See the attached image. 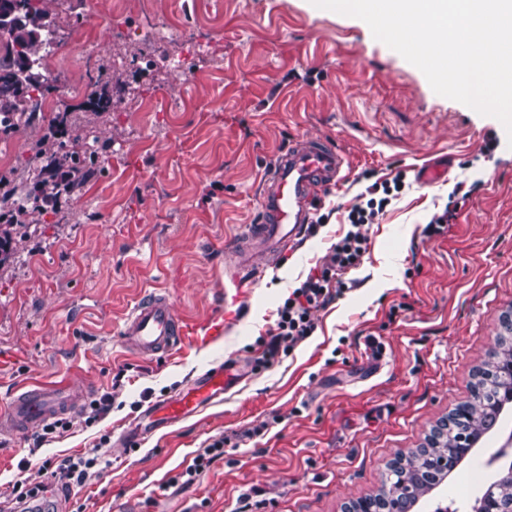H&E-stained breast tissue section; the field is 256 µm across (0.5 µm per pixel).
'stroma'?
I'll return each instance as SVG.
<instances>
[{
    "label": "stroma",
    "mask_w": 512,
    "mask_h": 512,
    "mask_svg": "<svg viewBox=\"0 0 512 512\" xmlns=\"http://www.w3.org/2000/svg\"><path fill=\"white\" fill-rule=\"evenodd\" d=\"M46 0L60 51L42 95L105 148L101 171L61 196L14 260L0 268V411L19 386L62 375L79 411L41 453L92 455L76 495L53 491L45 512H344L376 495L398 456L426 446L498 347L512 310V149L503 125L434 93L424 74L362 20L310 0ZM85 92L73 97V73ZM112 98L98 116L90 92ZM36 124L0 134V195L37 178ZM344 154L350 177L322 196L325 223L274 257L239 301L225 241L254 223L260 181L299 137ZM445 167L423 182L422 165ZM405 188L375 224L353 285L315 314L316 330L265 368L276 309L322 264L347 214L373 183ZM453 207L443 234L431 216ZM199 319L218 300L244 314L217 340L163 357L121 345L123 316L151 288ZM379 348L371 350L367 338ZM243 359L238 390L136 448L120 434L149 403L180 392L212 362ZM114 407L94 423L102 394ZM0 435V486L36 471L31 436ZM512 432L474 444L413 512L483 490L482 463ZM227 437L223 459L184 490L167 487L196 451ZM28 468H20V461Z\"/></svg>",
    "instance_id": "stroma-1"
}]
</instances>
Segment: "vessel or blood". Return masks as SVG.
Segmentation results:
<instances>
[{"instance_id":"vessel-or-blood-1","label":"vessel or blood","mask_w":512,"mask_h":512,"mask_svg":"<svg viewBox=\"0 0 512 512\" xmlns=\"http://www.w3.org/2000/svg\"><path fill=\"white\" fill-rule=\"evenodd\" d=\"M345 166L344 156L329 141L294 140L276 156L264 177L259 221L246 229V238L264 240L276 251L294 246L311 223L322 192L343 182ZM236 319V311H218L206 322L195 323L177 316L169 294L157 289L133 306L122 334L126 346L139 355H166L197 336L223 335ZM242 380L235 360L213 364L178 394L148 405L124 432L125 446L136 447L149 434L222 402ZM76 407L74 390L67 380L39 382L13 393L6 414L0 417V430L19 434L36 423L75 411Z\"/></svg>"}]
</instances>
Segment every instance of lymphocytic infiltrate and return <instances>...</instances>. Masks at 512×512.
I'll return each mask as SVG.
<instances>
[{"label":"lymphocytic infiltrate","instance_id":"lymphocytic-infiltrate-1","mask_svg":"<svg viewBox=\"0 0 512 512\" xmlns=\"http://www.w3.org/2000/svg\"><path fill=\"white\" fill-rule=\"evenodd\" d=\"M403 187L404 183L398 177L372 185L368 189V199L349 210L348 228L332 244L325 262L309 273L278 307L276 328L267 344L264 363H271L281 353L292 350L313 335L315 311L344 291V274L358 268L368 250L369 239L363 231L364 226L375 223ZM95 464L92 458L52 456L42 461L37 477L43 482L59 483L70 493L84 485Z\"/></svg>","mask_w":512,"mask_h":512}]
</instances>
